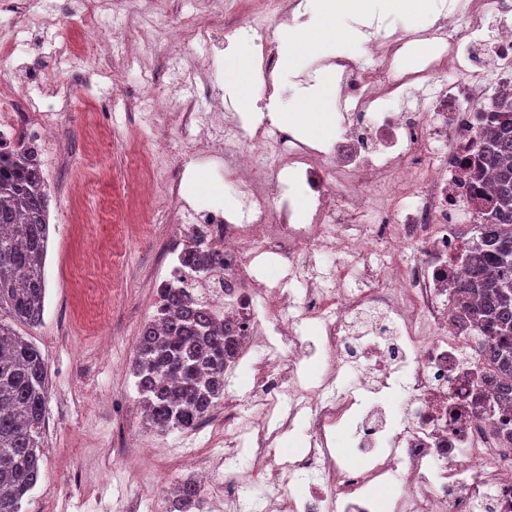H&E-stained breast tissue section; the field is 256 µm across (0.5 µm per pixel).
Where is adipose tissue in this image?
Returning a JSON list of instances; mask_svg holds the SVG:
<instances>
[{"mask_svg":"<svg viewBox=\"0 0 512 512\" xmlns=\"http://www.w3.org/2000/svg\"><path fill=\"white\" fill-rule=\"evenodd\" d=\"M359 0H315L311 20L300 29L286 28L285 58L295 61L304 54L320 55L329 50L340 36L333 17L337 7H356Z\"/></svg>","mask_w":512,"mask_h":512,"instance_id":"adipose-tissue-1","label":"adipose tissue"}]
</instances>
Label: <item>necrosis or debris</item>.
<instances>
[{"instance_id":"necrosis-or-debris-1","label":"necrosis or debris","mask_w":512,"mask_h":512,"mask_svg":"<svg viewBox=\"0 0 512 512\" xmlns=\"http://www.w3.org/2000/svg\"><path fill=\"white\" fill-rule=\"evenodd\" d=\"M278 6L251 0L242 13V26L264 48L266 81L276 66L267 45ZM442 11L448 25L425 32L433 51L417 70L401 69L412 34L375 44L370 64L333 59L343 77L337 106L343 121L327 150L265 122H229L196 137L195 148L210 147L223 159L236 213L189 202L177 178L163 190L161 212L170 225L158 248L163 287L185 289L217 319L236 324L240 339L225 380L245 363L254 371L248 394L225 391L173 451L176 461L199 465L211 512H376L369 487L395 475L402 494L387 512H512V442L499 427L500 412L490 409L486 363L469 328L455 322L453 302L467 273V228L486 205L466 164L478 115L492 111L497 92L512 91V0H468V27L453 0ZM490 16L495 22L486 38L481 29ZM452 70L462 79L449 81ZM413 90L422 107L384 109L383 100ZM56 129L41 103L0 91V155L25 148L52 166L61 157ZM291 179L315 198L308 223L292 221L283 197ZM370 211L376 223H365ZM188 231L223 254V268L197 274L182 264L177 251ZM410 250L416 258L403 264ZM321 252L334 256L322 268L314 261ZM262 258L285 263L290 277L306 283L304 295L261 282ZM356 267L361 285L351 288ZM300 317L321 327L326 371L315 386L298 375L307 355L296 329ZM282 343L288 354L279 352ZM346 372L356 381L338 388ZM395 390L408 410L390 425L379 396ZM300 416L308 421V448L291 458L277 455L278 438ZM353 417L360 445L371 450L357 468L338 462L331 446ZM245 442L252 459L241 467ZM303 478L310 482L305 501L294 493ZM259 482L267 492L256 506Z\"/></svg>"}]
</instances>
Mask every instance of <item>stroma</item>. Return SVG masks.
<instances>
[{
    "label": "stroma",
    "instance_id": "obj_1",
    "mask_svg": "<svg viewBox=\"0 0 512 512\" xmlns=\"http://www.w3.org/2000/svg\"><path fill=\"white\" fill-rule=\"evenodd\" d=\"M223 3L225 13L213 24L211 38L195 42L190 51L192 58L209 66L202 76L170 69L175 48L157 33H144L141 0H124L117 8L112 0H99L92 14L85 0H27L23 13L0 11V43L14 48L0 55V87L48 105L68 104L60 133L69 152L49 177L53 192L45 311L40 325L21 330L48 364L50 390L46 461L23 512H53L74 475L83 481V512H125L130 505L138 512H163L159 505L139 506L143 484L127 480L122 464L135 462L165 498L178 481L193 475L190 465L150 454L152 440L162 448L178 447L176 432L157 431L127 413L130 402L139 398L130 367L135 339L154 311L156 247L167 230L149 202L137 200L133 172L138 161H145L159 179L182 175L181 193L188 200L225 210L235 207L223 160L209 156L186 161L190 145L177 121L182 109L205 117L214 108L230 107L243 124L256 125L269 103L268 96L257 92L245 105L224 91L226 51L236 49L256 65L261 49L232 30L235 0ZM438 15L439 0H428L418 15L399 12L392 0H361L358 9L337 12V26L352 36L336 43L330 53L364 57L373 26L389 33L426 31ZM120 25L143 41L141 53L94 55L92 42ZM77 37L83 41L79 52L61 56V48ZM320 62L317 55L292 64L278 60L274 81L290 111L307 116L314 112V100L297 92L305 71L323 75ZM117 69L124 72L119 83L113 79ZM147 78L173 96L175 110L158 114L146 107L141 87ZM90 100L100 105L107 128L92 147L86 143L84 116ZM96 316L101 323L93 330L88 322Z\"/></svg>",
    "mask_w": 512,
    "mask_h": 512
}]
</instances>
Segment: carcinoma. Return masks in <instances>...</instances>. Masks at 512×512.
Here are the masks:
<instances>
[{"instance_id":"cac0c4a2","label":"carcinoma","mask_w":512,"mask_h":512,"mask_svg":"<svg viewBox=\"0 0 512 512\" xmlns=\"http://www.w3.org/2000/svg\"><path fill=\"white\" fill-rule=\"evenodd\" d=\"M477 166L493 174L491 205L483 214L468 275L457 285L461 318L475 325V344L492 373L496 400L512 401V99L502 100L476 133ZM50 224L48 195L38 167L24 155L0 164V512H22L41 478L48 366L15 326L34 327L44 312ZM187 267L209 271L224 258L193 244ZM161 315L137 336L133 367L148 422L159 431L194 426L224 394V359L237 338L215 324L183 290L163 288ZM201 489L178 487L167 512L201 508Z\"/></svg>"}]
</instances>
